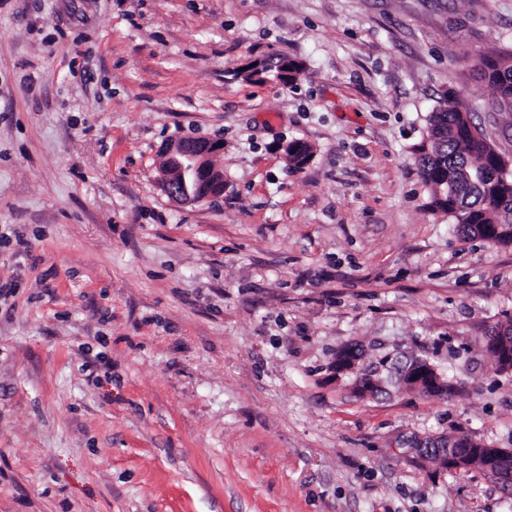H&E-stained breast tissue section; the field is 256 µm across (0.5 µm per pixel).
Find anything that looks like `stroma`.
Returning <instances> with one entry per match:
<instances>
[{
	"instance_id": "stroma-1",
	"label": "stroma",
	"mask_w": 512,
	"mask_h": 512,
	"mask_svg": "<svg viewBox=\"0 0 512 512\" xmlns=\"http://www.w3.org/2000/svg\"><path fill=\"white\" fill-rule=\"evenodd\" d=\"M486 58L512 0H0V512H512L414 450L512 448V246L417 164L448 89L512 157ZM189 139L224 142L214 201L159 188ZM348 346L455 389L362 396ZM508 336V337H506ZM510 338V341H509ZM486 347L490 353L500 360L501 366L505 370L511 371L512 367V331L506 335L501 333L500 337L494 336L486 342Z\"/></svg>"
}]
</instances>
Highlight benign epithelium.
<instances>
[{"label":"benign epithelium","mask_w":512,"mask_h":512,"mask_svg":"<svg viewBox=\"0 0 512 512\" xmlns=\"http://www.w3.org/2000/svg\"><path fill=\"white\" fill-rule=\"evenodd\" d=\"M224 142L219 140H183L164 149V164L159 179L161 191L178 204L193 205L208 200L196 192V184L224 183V173L215 158L223 153ZM490 353L497 356L501 366L512 368V331L495 336L486 342ZM361 355L347 347L336 354V375L357 374L356 388L363 395L374 394L379 380L372 374L358 371ZM404 385L424 395H436L445 388L436 367L426 359L409 361L401 368ZM417 452L450 472L478 468L488 479L497 484H512V450L488 448L472 438L458 437L453 441L439 439L419 443Z\"/></svg>","instance_id":"benign-epithelium-1"}]
</instances>
